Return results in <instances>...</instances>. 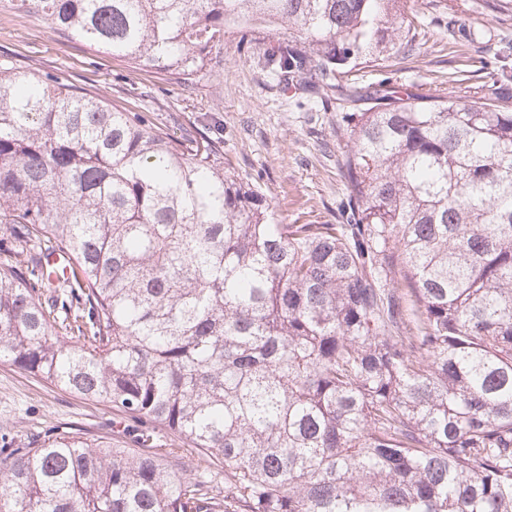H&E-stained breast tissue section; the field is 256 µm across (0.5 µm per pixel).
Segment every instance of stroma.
I'll list each match as a JSON object with an SVG mask.
<instances>
[{"label": "stroma", "instance_id": "stroma-1", "mask_svg": "<svg viewBox=\"0 0 512 512\" xmlns=\"http://www.w3.org/2000/svg\"><path fill=\"white\" fill-rule=\"evenodd\" d=\"M458 9L477 32L468 43L448 33V11ZM412 51L356 66L349 82L387 81L427 93L451 89L466 68L462 89L471 100L492 98L512 46V10L493 12L485 0H410ZM281 33L256 29L240 42L237 26L224 30L223 49L211 52L192 86L157 70L66 40L20 11L0 15V57L47 71L73 87L101 95L108 106L142 112L175 138L206 133L220 138L224 165L257 189L277 224H334L346 193L336 146V118L349 105L285 89L264 66V49ZM112 448L177 450L187 468L198 450L179 444L165 426L134 423L111 403L83 399L0 360V447L34 448L48 432Z\"/></svg>", "mask_w": 512, "mask_h": 512}]
</instances>
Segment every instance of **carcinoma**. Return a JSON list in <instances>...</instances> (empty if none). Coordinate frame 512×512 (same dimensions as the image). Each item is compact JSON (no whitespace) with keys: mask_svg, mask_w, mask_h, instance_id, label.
Here are the masks:
<instances>
[{"mask_svg":"<svg viewBox=\"0 0 512 512\" xmlns=\"http://www.w3.org/2000/svg\"><path fill=\"white\" fill-rule=\"evenodd\" d=\"M9 9L183 84L228 23L281 27L265 66L355 109L339 223L275 224L218 139L0 62V360L224 469L216 492L171 453L49 436L0 448V512H512V112L343 82L412 46L408 0Z\"/></svg>","mask_w":512,"mask_h":512,"instance_id":"cac0c4a2","label":"carcinoma"}]
</instances>
